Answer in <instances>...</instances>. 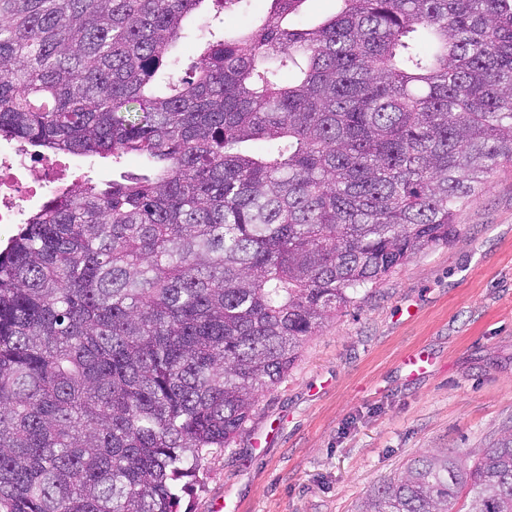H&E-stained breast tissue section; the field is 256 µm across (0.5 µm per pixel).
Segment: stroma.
<instances>
[{
	"label": "stroma",
	"mask_w": 512,
	"mask_h": 512,
	"mask_svg": "<svg viewBox=\"0 0 512 512\" xmlns=\"http://www.w3.org/2000/svg\"><path fill=\"white\" fill-rule=\"evenodd\" d=\"M268 7L242 0L217 15L204 0L183 22L179 74L200 54L199 28L230 32ZM74 163L84 183L142 167L134 156ZM457 222L458 237L414 255L307 339L230 447L205 460L179 512H215L227 500L242 512H357L421 453L468 458L512 429V166ZM415 351L433 362L413 378L404 360ZM260 435L268 443L258 451Z\"/></svg>",
	"instance_id": "35a3bbf8"
}]
</instances>
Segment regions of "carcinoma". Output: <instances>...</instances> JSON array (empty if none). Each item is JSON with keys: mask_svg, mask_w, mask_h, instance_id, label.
Here are the masks:
<instances>
[{"mask_svg": "<svg viewBox=\"0 0 512 512\" xmlns=\"http://www.w3.org/2000/svg\"><path fill=\"white\" fill-rule=\"evenodd\" d=\"M204 0H0V138L148 173L0 247V512H177L307 338L512 164V0H305L171 48ZM512 512V433L359 512ZM213 5L211 2H204L192 15L188 16L183 22L186 38L180 40L174 55L179 61L177 69L179 76H185L191 71V67L196 62L200 54L201 42L197 40V28H205V18L212 15ZM336 0H307L297 19L302 24H314L336 11Z\"/></svg>", "mask_w": 512, "mask_h": 512, "instance_id": "obj_1", "label": "carcinoma"}]
</instances>
